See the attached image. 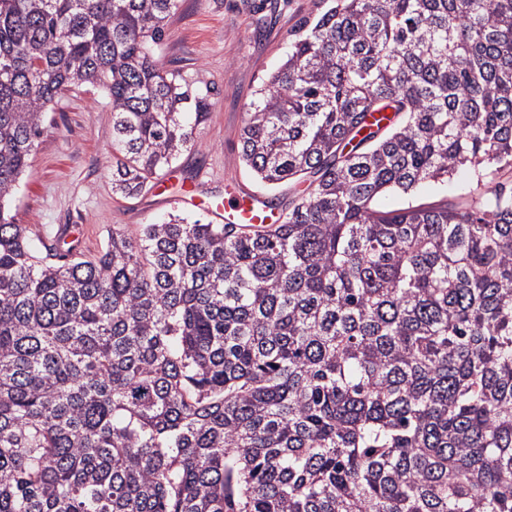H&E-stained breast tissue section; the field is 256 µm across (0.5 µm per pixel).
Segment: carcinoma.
Wrapping results in <instances>:
<instances>
[{
  "label": "carcinoma",
  "mask_w": 512,
  "mask_h": 512,
  "mask_svg": "<svg viewBox=\"0 0 512 512\" xmlns=\"http://www.w3.org/2000/svg\"><path fill=\"white\" fill-rule=\"evenodd\" d=\"M321 4L240 133L279 222L87 257L10 214L50 106L105 90L131 198L210 91L179 0H0V512H512V0ZM468 191V190H466ZM465 190H461L458 182L455 180L448 181L445 186H425L418 188L411 199L416 203H432L440 200L442 197L447 196L448 201H460V194L465 193Z\"/></svg>",
  "instance_id": "obj_1"
}]
</instances>
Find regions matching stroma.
Segmentation results:
<instances>
[{
  "instance_id": "stroma-1",
  "label": "stroma",
  "mask_w": 512,
  "mask_h": 512,
  "mask_svg": "<svg viewBox=\"0 0 512 512\" xmlns=\"http://www.w3.org/2000/svg\"><path fill=\"white\" fill-rule=\"evenodd\" d=\"M315 0H180L166 26L158 57L167 69L210 86L212 108L185 151L164 175L168 188L194 189L195 207L150 193L124 198L112 192V114L99 87L64 92L47 116L12 212L16 223L46 237L77 231L85 255L98 254L113 226L135 232L174 210L205 216V204L261 186L238 161L248 103L286 58L299 22Z\"/></svg>"
}]
</instances>
